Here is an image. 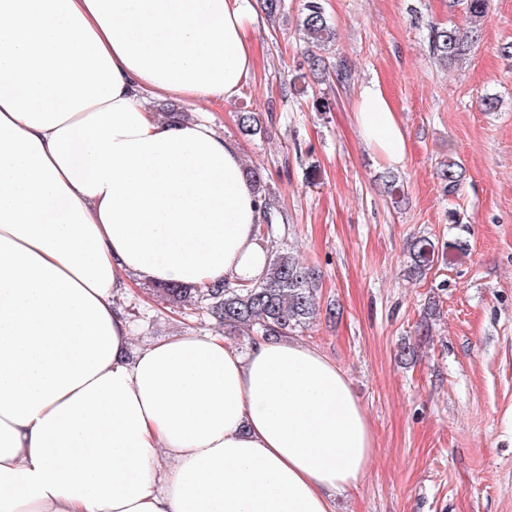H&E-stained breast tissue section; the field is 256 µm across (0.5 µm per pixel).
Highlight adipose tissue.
Masks as SVG:
<instances>
[{
  "mask_svg": "<svg viewBox=\"0 0 512 512\" xmlns=\"http://www.w3.org/2000/svg\"><path fill=\"white\" fill-rule=\"evenodd\" d=\"M254 0H0V512H332L374 452L344 372L289 338L135 348L116 295L266 272L242 148L203 120L253 69ZM356 120L406 138L379 83Z\"/></svg>",
  "mask_w": 512,
  "mask_h": 512,
  "instance_id": "obj_1",
  "label": "adipose tissue"
}]
</instances>
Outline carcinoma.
Instances as JSON below:
<instances>
[{
	"label": "carcinoma",
	"mask_w": 512,
	"mask_h": 512,
	"mask_svg": "<svg viewBox=\"0 0 512 512\" xmlns=\"http://www.w3.org/2000/svg\"><path fill=\"white\" fill-rule=\"evenodd\" d=\"M469 32L476 33L486 16L487 0H463ZM300 30L309 52V67L321 73L322 56L319 51L326 49L336 39L335 28L319 0H305L300 18ZM471 41L454 25L436 26L430 34V50L440 64L460 61L470 51ZM239 131L244 136L262 134V123L255 112L237 114ZM247 175L254 183L265 209V223L258 228V236H269L272 225L271 199L267 182L259 169L247 168ZM448 194L456 193L463 178L461 167L454 161L441 170ZM435 251L431 242L420 238L413 243V272H424L434 261ZM162 300L180 304L192 297L197 303L211 311L224 327V335H230L245 328L255 336L278 337L295 333L315 318L318 312L316 283L313 273L288 252L268 255L265 276L255 282L230 285L218 282L195 291L179 285L154 288Z\"/></svg>",
	"instance_id": "cac0c4a2"
}]
</instances>
